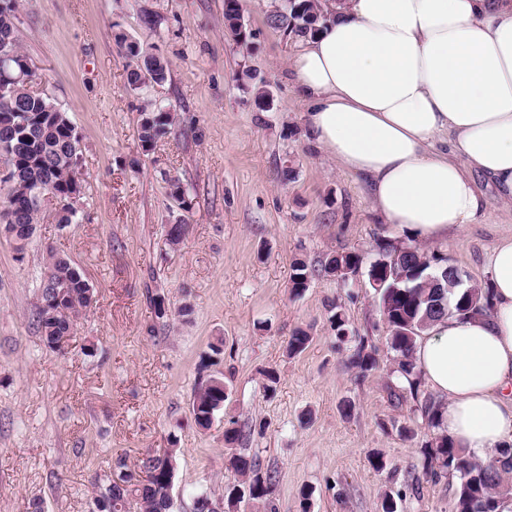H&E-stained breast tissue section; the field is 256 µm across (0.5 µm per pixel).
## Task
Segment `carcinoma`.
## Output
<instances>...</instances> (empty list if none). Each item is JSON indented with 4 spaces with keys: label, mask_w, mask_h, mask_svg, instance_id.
Masks as SVG:
<instances>
[{
    "label": "carcinoma",
    "mask_w": 512,
    "mask_h": 512,
    "mask_svg": "<svg viewBox=\"0 0 512 512\" xmlns=\"http://www.w3.org/2000/svg\"><path fill=\"white\" fill-rule=\"evenodd\" d=\"M18 0H0V41L11 38L10 65H0V87L8 88L0 93V158L12 165V177L0 182L8 184V191L0 201V211L12 215L13 240L25 238L28 228L39 222L43 210L36 204L35 192L53 193L67 203L57 223L70 224L74 217V204L70 199L81 194L75 180L80 165L79 138L67 112L46 94H36L26 85V78L35 73L25 69L28 58L16 38V13ZM322 0H290V4L276 10L269 21L276 27L298 38L316 34L323 23ZM125 54L132 60L127 72L128 85L137 90L145 83V77L163 82L168 75V65H154V55L139 43L118 37ZM174 116L169 110L156 104L141 112L138 139L143 151L153 149L156 142L167 133ZM378 254L396 259L395 265L405 273L410 286L403 292L388 291L384 287L378 296V310L388 331L389 348L396 354L399 383L392 388L391 396L401 401L407 397L416 402L425 424L436 431L423 446V476L439 481L450 475L459 476L455 490V512H498L508 499L509 489L503 484L504 476L512 472V448H503L498 456L487 463L473 459L465 449L457 448L440 430L442 405L431 396L421 395L422 375L414 361L415 342L419 334L447 313L478 316L490 309L489 289L477 285L455 296L448 288L444 305L429 307L420 301L426 289H413L424 282L427 275L448 277L455 270L446 269L443 259L417 245L399 246L384 242L378 245ZM361 263L363 258L352 252L327 256L321 261L320 271L329 274L339 262ZM314 274L305 262L293 264L291 293L297 295L307 288L303 278ZM80 270L69 258L54 250L48 251L47 278H63L71 283L68 297L63 301L64 310L56 314L35 306L34 325L42 341L51 348L60 346L63 337L71 334L74 322L90 307L95 292L82 286ZM310 341L304 330L295 331L288 340V354L302 352ZM352 366L365 373L376 366L375 349L364 338H359L350 357ZM229 389L222 377L210 376L195 391L192 400V417L196 426L207 429L212 417L223 409ZM242 439V429L236 422L224 429L225 465L232 473V481L224 488L227 508L234 506L248 509L262 502L269 512H276L273 504L275 476L262 467L260 460L250 457L237 447ZM176 449L166 448L163 453L140 461L132 469L119 458L115 469L103 475L96 484L93 512H129V499L136 500L139 512H171Z\"/></svg>",
    "instance_id": "carcinoma-1"
}]
</instances>
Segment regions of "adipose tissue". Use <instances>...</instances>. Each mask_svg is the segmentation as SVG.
I'll return each mask as SVG.
<instances>
[{
	"instance_id": "ef3b65f1",
	"label": "adipose tissue",
	"mask_w": 512,
	"mask_h": 512,
	"mask_svg": "<svg viewBox=\"0 0 512 512\" xmlns=\"http://www.w3.org/2000/svg\"><path fill=\"white\" fill-rule=\"evenodd\" d=\"M302 40L293 92L309 139L362 180L381 219L442 241L512 206V0H328ZM483 175L488 198L475 185ZM492 308L449 314L415 358L442 427L483 455L512 444V234L490 255Z\"/></svg>"
}]
</instances>
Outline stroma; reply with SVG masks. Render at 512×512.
I'll list each match as a JSON object with an SVG mask.
<instances>
[{
	"mask_svg": "<svg viewBox=\"0 0 512 512\" xmlns=\"http://www.w3.org/2000/svg\"><path fill=\"white\" fill-rule=\"evenodd\" d=\"M278 3L242 0L241 45L224 31V0H20L16 34L34 86L80 139L82 192L72 224L44 217L23 256L0 232V512H90L111 463L163 448L177 451L172 512H194L197 493L224 497L232 420L265 425L243 446L274 471L276 512H301L304 490L308 512H382L388 493L397 512H454L458 477L408 484L422 471L427 427L412 400L390 398L396 364L367 276L316 275L290 292L295 261L356 252L369 263L378 242L398 237L364 185L308 140L288 69L299 40L268 21ZM147 13L156 26L143 24ZM120 34L167 62L164 82L128 85ZM150 102L179 121L145 152L138 123ZM172 179L189 208L170 196ZM178 222L187 231L172 247L167 230ZM511 231L512 211L499 209L494 223L433 249L464 283L484 286L493 244ZM51 248L96 293L59 349L33 327ZM157 292L164 319L150 302ZM334 305L348 319L342 339L329 322ZM298 329L311 341L292 356ZM360 336L379 360L364 375L349 365ZM208 357L229 397L202 430L190 400ZM267 369L279 375L271 398ZM403 424L414 437L400 436ZM376 452L386 469L373 468Z\"/></svg>",
	"mask_w": 512,
	"mask_h": 512,
	"instance_id": "35a3bbf8",
	"label": "stroma"
}]
</instances>
